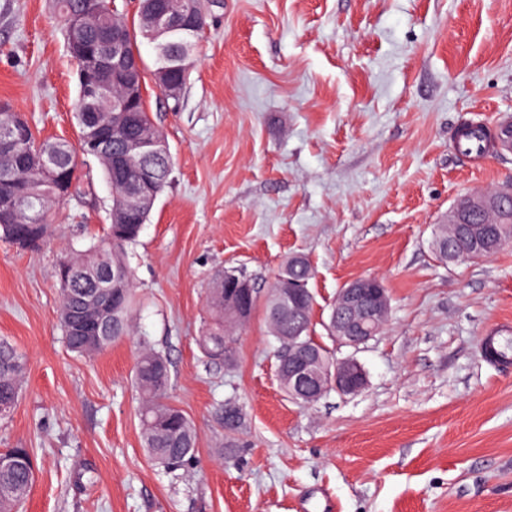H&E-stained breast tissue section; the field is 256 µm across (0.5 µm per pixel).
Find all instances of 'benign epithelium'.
I'll list each match as a JSON object with an SVG mask.
<instances>
[{
  "label": "benign epithelium",
  "instance_id": "1",
  "mask_svg": "<svg viewBox=\"0 0 512 512\" xmlns=\"http://www.w3.org/2000/svg\"><path fill=\"white\" fill-rule=\"evenodd\" d=\"M141 24L154 38L163 40L159 53L171 54L172 41L184 31L199 30L206 16L199 18L187 9L185 0H135ZM100 6L91 2L81 12L77 22L74 46L75 61L84 73L85 110L79 113L81 136L79 150L97 159H112L123 165L124 158L115 156L111 149L112 123L128 118L138 96L145 94L142 81V63L136 53L128 50L127 41L132 31L121 30L106 34L101 47H82V29L101 25L98 17ZM173 67L161 65L154 73L155 87L169 98L180 95L181 85L171 78ZM28 122L18 113L10 121L0 125V183L10 184L13 158ZM126 153L142 158H167L170 151L165 139L151 129H145L135 142L127 146ZM59 150L55 147H37L39 167L43 172V184L61 192L67 185L68 176L58 161ZM153 181L152 172L144 167L137 181L129 184L132 210L150 209L157 199L146 186ZM124 274L105 270L96 274L98 287L109 291ZM389 312L387 289L376 275L356 279L341 288L336 296L328 328L336 336V343L354 349L366 344L386 324ZM305 325L288 326V339L298 341L288 355V393L315 402L331 391L342 395L357 393L367 382L366 372L354 358L333 359L322 354L316 338L303 340Z\"/></svg>",
  "mask_w": 512,
  "mask_h": 512
}]
</instances>
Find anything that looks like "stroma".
Here are the masks:
<instances>
[{
    "instance_id": "obj_1",
    "label": "stroma",
    "mask_w": 512,
    "mask_h": 512,
    "mask_svg": "<svg viewBox=\"0 0 512 512\" xmlns=\"http://www.w3.org/2000/svg\"><path fill=\"white\" fill-rule=\"evenodd\" d=\"M193 59L178 100L148 90L173 168L128 250L130 337L79 356L59 325L58 261L111 222L96 158L78 155L40 250L0 239V340L27 363L0 452L32 453L22 512H512V367L481 355L512 324V246L454 264L432 247L458 198L512 185V151L455 147L463 123L512 116V0H215ZM76 98L52 0H0V104L73 144ZM292 253L313 267L322 341L339 288L385 282V328L335 350L364 367L358 393L288 399L260 314L232 364L198 345L218 271L265 293ZM144 343L198 430L195 460L172 473L141 445ZM227 401L244 417L231 437Z\"/></svg>"
}]
</instances>
